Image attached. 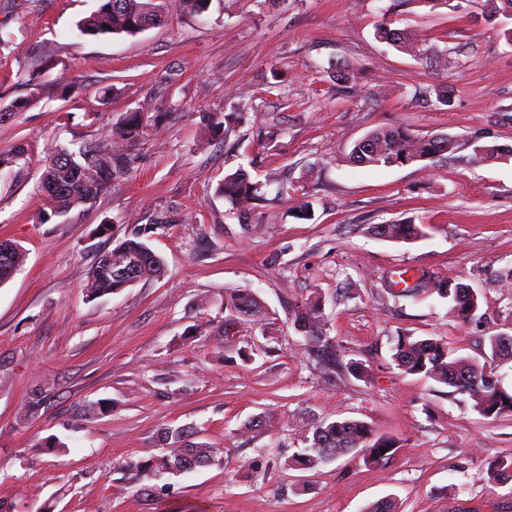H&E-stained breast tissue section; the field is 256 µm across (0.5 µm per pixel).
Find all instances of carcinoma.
I'll return each instance as SVG.
<instances>
[{"label":"carcinoma","instance_id":"cac0c4a2","mask_svg":"<svg viewBox=\"0 0 512 512\" xmlns=\"http://www.w3.org/2000/svg\"><path fill=\"white\" fill-rule=\"evenodd\" d=\"M402 4H415L434 11L450 5L463 9L454 0H399ZM165 0H98V5L82 22L77 30L82 36L106 34H127L134 36L148 27L164 22ZM481 15L492 23L499 17L512 19V0H483ZM377 38L396 50L428 59L424 49V39L412 29H395L391 22L382 20L375 30ZM435 94L443 106H451L454 89L448 85L433 88H420L416 96ZM37 93L32 91L24 98H16L4 112H25L37 103ZM244 115L233 116L212 112L207 126L211 133H224L227 121H241ZM148 120L142 112H129L124 117L117 134L124 140L140 137ZM450 138L419 136L406 126L379 127L369 131L356 141L347 155V160L360 167H399L413 163L434 161L450 152L443 146ZM135 159L127 154L103 151L97 146H81L76 151L66 147H56L44 160L40 176L41 191L45 197V207L41 213V223L46 224L77 206L91 205L105 186L117 175L131 171ZM265 184L254 181L249 174L238 169L224 175V180L216 187V193L224 197L239 218L248 219L249 211L242 208L244 202L253 203L266 196ZM154 231L149 225L133 237L127 238L112 250L100 255L86 288L91 297H100L123 290V283L116 279L114 271L118 267L131 265L137 268L140 280L157 278L164 272V261L160 255L150 251L148 235ZM425 236L423 229L412 223L389 224L386 238L395 242L412 243ZM436 293L448 300V315L461 323L471 321L479 309L477 292L465 283L450 281L430 283L426 275L417 277L413 286L398 291V295L418 299L426 293ZM321 301L308 302L291 314V324L311 343L312 352L324 362L333 374L348 372L356 378L364 377L366 369L357 360L343 362L336 359L330 337L323 334L319 325ZM227 307L231 315L224 318L223 331L238 324V319L249 317L254 323L265 320V312L259 298L248 292L237 291L230 294ZM504 336L499 334L489 338L486 360L492 362L512 356V348L503 351ZM393 359L407 374L421 375L452 389V393L467 395L474 400V409L485 417H498L512 413V392L489 383L485 379L484 366L466 357L457 355V350L448 343L434 338L418 339L412 336H397L393 347ZM164 445L161 454L151 460L131 461L128 467L152 474L166 471L178 473L183 470L209 464L218 450L208 443L195 442L186 429H168L163 435ZM305 447L294 459L296 467L309 470L322 463L332 461L341 454L359 450L367 462H378L389 458L394 451L392 438L379 433L373 425L362 419L344 418L322 422L312 426L304 437Z\"/></svg>","mask_w":512,"mask_h":512}]
</instances>
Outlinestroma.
Listing matches in <instances>:
<instances>
[{"label":"stroma","mask_w":512,"mask_h":512,"mask_svg":"<svg viewBox=\"0 0 512 512\" xmlns=\"http://www.w3.org/2000/svg\"><path fill=\"white\" fill-rule=\"evenodd\" d=\"M392 0H212L198 15L167 0L163 26L137 35L76 37L96 0H0V103L40 99L0 116V153L25 162L0 172V240L24 260L0 286V512H512V482L488 472L512 460V415L485 417L463 395L392 358L397 335L448 342L483 361L494 333L512 335V159L475 162V142L512 148V19L491 25L462 12L392 8ZM450 65L378 42L384 14ZM362 69L355 94L337 65ZM450 85L452 106L413 99ZM111 87L108 97L99 89ZM150 123L124 150L136 159L92 207L49 223L39 168L55 144H113L126 113ZM249 114L211 137L210 112ZM403 125L455 142L429 167L350 164L352 144ZM287 188L244 229L215 193L237 169ZM309 204L310 219L296 216ZM411 221L425 236L398 243L374 226ZM152 224L163 277L89 298L104 251ZM470 285L477 317L462 324L445 300L394 295L399 266ZM261 300L272 336L224 321L226 292ZM321 296L322 322L342 359L365 378L326 379L288 320ZM42 404L23 414L33 393ZM360 418L396 442L365 464L353 451L302 471L287 460L304 429ZM192 428L219 447L213 464L141 476L131 460L159 454L166 428ZM59 449L40 450L45 440Z\"/></svg>","instance_id":"stroma-1"}]
</instances>
